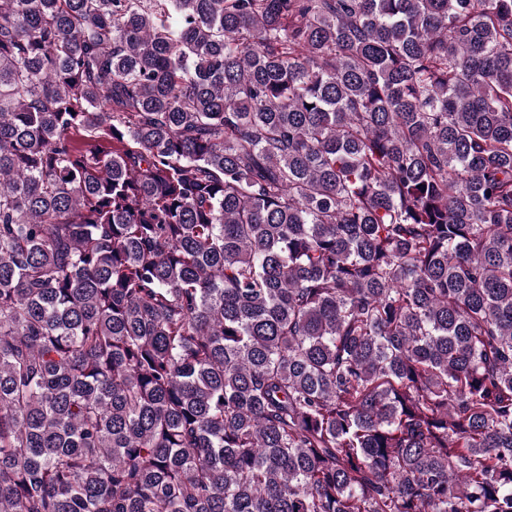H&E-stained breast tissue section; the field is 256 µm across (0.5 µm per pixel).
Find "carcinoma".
<instances>
[{
  "label": "carcinoma",
  "instance_id": "obj_1",
  "mask_svg": "<svg viewBox=\"0 0 512 512\" xmlns=\"http://www.w3.org/2000/svg\"><path fill=\"white\" fill-rule=\"evenodd\" d=\"M0 512H512V0H0Z\"/></svg>",
  "mask_w": 512,
  "mask_h": 512
}]
</instances>
